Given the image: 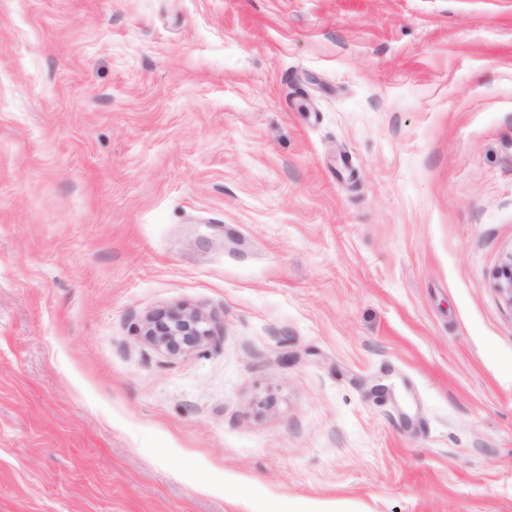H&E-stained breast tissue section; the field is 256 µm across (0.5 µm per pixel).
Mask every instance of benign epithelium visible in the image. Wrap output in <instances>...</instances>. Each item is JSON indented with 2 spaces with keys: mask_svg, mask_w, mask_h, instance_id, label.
I'll use <instances>...</instances> for the list:
<instances>
[{
  "mask_svg": "<svg viewBox=\"0 0 512 512\" xmlns=\"http://www.w3.org/2000/svg\"><path fill=\"white\" fill-rule=\"evenodd\" d=\"M494 285L512 304V255L496 272ZM142 336L169 357L190 354L214 338L207 318L185 307L171 308L148 317Z\"/></svg>",
  "mask_w": 512,
  "mask_h": 512,
  "instance_id": "obj_1",
  "label": "benign epithelium"
}]
</instances>
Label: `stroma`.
I'll use <instances>...</instances> for the list:
<instances>
[{"instance_id":"1","label":"stroma","mask_w":512,"mask_h":512,"mask_svg":"<svg viewBox=\"0 0 512 512\" xmlns=\"http://www.w3.org/2000/svg\"><path fill=\"white\" fill-rule=\"evenodd\" d=\"M511 254L512 0H0V512H512ZM142 336L169 357L190 354L214 338L207 318L185 307L149 316L142 328Z\"/></svg>"}]
</instances>
